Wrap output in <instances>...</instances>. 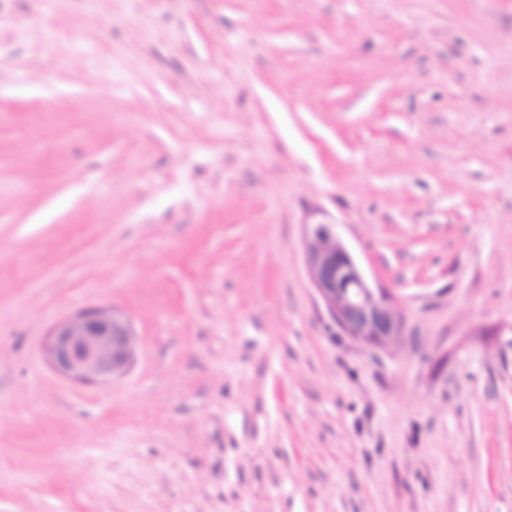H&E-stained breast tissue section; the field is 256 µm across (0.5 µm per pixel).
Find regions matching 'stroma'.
Instances as JSON below:
<instances>
[{"label":"stroma","mask_w":512,"mask_h":512,"mask_svg":"<svg viewBox=\"0 0 512 512\" xmlns=\"http://www.w3.org/2000/svg\"><path fill=\"white\" fill-rule=\"evenodd\" d=\"M96 306L107 384L41 350ZM509 333L512 0H0V512H512ZM307 225L306 263L311 283L341 330L372 348L384 349L403 334L404 317L395 294L373 287L340 239L337 224ZM49 336L47 351L54 367L81 380H113L126 371L135 351L130 320L113 308L79 312Z\"/></svg>","instance_id":"obj_1"}]
</instances>
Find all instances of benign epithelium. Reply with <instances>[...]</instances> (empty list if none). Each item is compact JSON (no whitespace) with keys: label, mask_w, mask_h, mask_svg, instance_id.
Returning <instances> with one entry per match:
<instances>
[{"label":"benign epithelium","mask_w":512,"mask_h":512,"mask_svg":"<svg viewBox=\"0 0 512 512\" xmlns=\"http://www.w3.org/2000/svg\"><path fill=\"white\" fill-rule=\"evenodd\" d=\"M306 263L311 283L341 330L372 348L384 349L403 334L404 317L395 294L373 287L340 239L337 224H307ZM47 351L61 373L108 382L124 373L135 351L130 320L111 308L77 313L52 330Z\"/></svg>","instance_id":"7a95c632"}]
</instances>
